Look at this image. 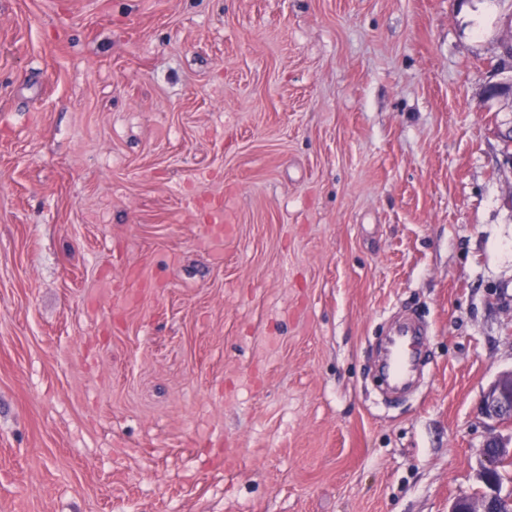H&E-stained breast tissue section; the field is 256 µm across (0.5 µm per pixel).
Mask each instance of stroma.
<instances>
[{
	"instance_id": "35a3bbf8",
	"label": "stroma",
	"mask_w": 512,
	"mask_h": 512,
	"mask_svg": "<svg viewBox=\"0 0 512 512\" xmlns=\"http://www.w3.org/2000/svg\"><path fill=\"white\" fill-rule=\"evenodd\" d=\"M512 0H0V512H449L512 370ZM422 375L383 403L391 325ZM481 414L512 428V370L501 373L485 392Z\"/></svg>"
}]
</instances>
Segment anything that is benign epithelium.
I'll list each match as a JSON object with an SVG mask.
<instances>
[{
    "instance_id": "1",
    "label": "benign epithelium",
    "mask_w": 512,
    "mask_h": 512,
    "mask_svg": "<svg viewBox=\"0 0 512 512\" xmlns=\"http://www.w3.org/2000/svg\"><path fill=\"white\" fill-rule=\"evenodd\" d=\"M480 411L483 416L512 428V370L498 375L489 386ZM480 457V489L459 497L450 512H512V491L502 493L497 478L501 465L512 461V435L490 436L480 450Z\"/></svg>"
}]
</instances>
